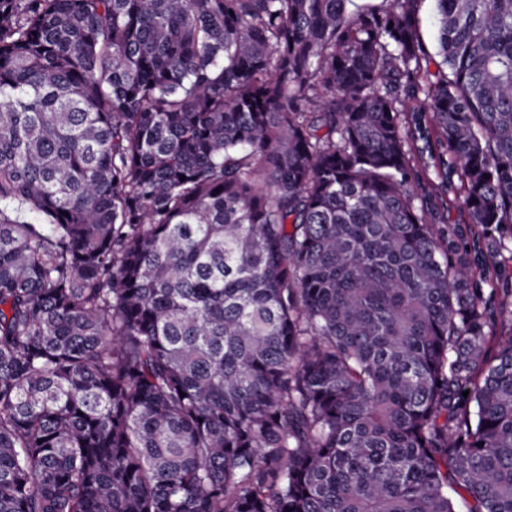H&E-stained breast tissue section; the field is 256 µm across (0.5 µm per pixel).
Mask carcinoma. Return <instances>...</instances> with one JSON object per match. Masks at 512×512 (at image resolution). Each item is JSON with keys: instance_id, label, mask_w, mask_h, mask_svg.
Segmentation results:
<instances>
[{"instance_id": "cac0c4a2", "label": "carcinoma", "mask_w": 512, "mask_h": 512, "mask_svg": "<svg viewBox=\"0 0 512 512\" xmlns=\"http://www.w3.org/2000/svg\"><path fill=\"white\" fill-rule=\"evenodd\" d=\"M350 2L0 0V512H512V0ZM434 2L432 0H422L420 4L419 16L421 20L420 34L427 51L434 55L435 52V34L437 28L436 17L433 11Z\"/></svg>"}]
</instances>
